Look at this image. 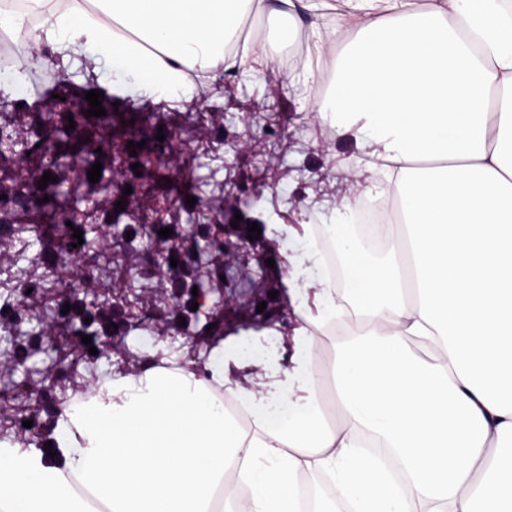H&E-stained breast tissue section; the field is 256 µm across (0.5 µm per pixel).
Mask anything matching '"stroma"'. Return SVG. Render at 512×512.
Listing matches in <instances>:
<instances>
[{"mask_svg":"<svg viewBox=\"0 0 512 512\" xmlns=\"http://www.w3.org/2000/svg\"><path fill=\"white\" fill-rule=\"evenodd\" d=\"M308 87L296 72L268 64L247 77L226 71L213 82L210 93L153 99L126 79L118 100L124 112H149L171 135L168 166L180 167L183 158L205 153L219 156L218 170L196 167L191 182L179 184L180 192L202 195L207 204L223 203L225 195L237 199L243 218L238 229L224 231V288L212 294V305L198 310L189 330L172 324L169 283L159 277L152 287L130 289L128 279L117 281L112 291L126 319L144 321L110 339L98 360L83 356L77 336L44 337L45 350L65 352L74 367L68 377L79 397L91 394L112 374H141L147 364L169 360L173 366L208 378L211 352L234 339L276 341L280 352L293 343L303 312L288 293L285 282L290 261L303 254L310 242L305 225L332 223L342 198L349 194L353 164L368 161L366 148L355 139L327 135L326 126L303 109ZM26 98L25 111H15L14 101ZM51 88L32 90L26 73L12 68L0 76V113L13 126L28 122L30 114L55 109ZM282 131L270 139L271 128ZM136 218L148 223L175 225L186 241L197 233L198 214L172 205L164 196L145 197L133 203ZM261 229L254 254L238 248L248 235L249 223ZM274 267H267V259ZM265 312H258V304Z\"/></svg>","mask_w":512,"mask_h":512,"instance_id":"1","label":"stroma"}]
</instances>
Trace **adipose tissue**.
Returning <instances> with one entry per match:
<instances>
[{
	"instance_id": "1",
	"label": "adipose tissue",
	"mask_w": 512,
	"mask_h": 512,
	"mask_svg": "<svg viewBox=\"0 0 512 512\" xmlns=\"http://www.w3.org/2000/svg\"><path fill=\"white\" fill-rule=\"evenodd\" d=\"M32 2L38 25L0 13L30 66L103 57L149 94L267 65L240 25L275 20L306 58L333 54L307 109L372 147L387 179L359 194L391 205L372 258L356 201L343 204L329 227L341 285L310 278L317 247L298 259L318 313L273 391L226 382L228 365L264 362L239 341L214 349L205 380L159 366L108 378L53 464L0 448V512H512V0ZM303 10L349 29L303 30ZM348 309L350 336L325 361ZM364 435L398 457L401 486ZM319 474L330 483L304 505L298 485Z\"/></svg>"
}]
</instances>
